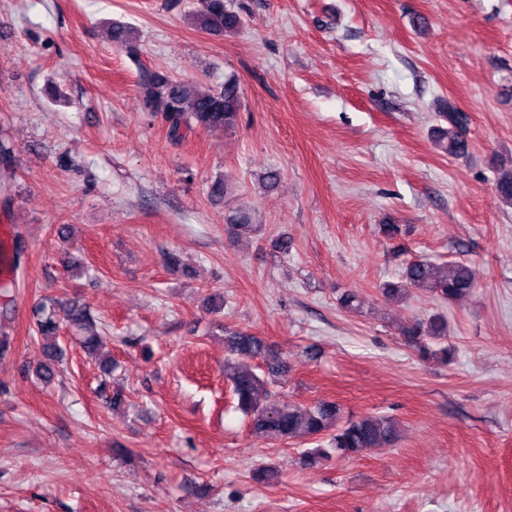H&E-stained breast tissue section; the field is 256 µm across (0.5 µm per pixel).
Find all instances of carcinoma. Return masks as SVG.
Wrapping results in <instances>:
<instances>
[{
  "instance_id": "carcinoma-1",
  "label": "carcinoma",
  "mask_w": 512,
  "mask_h": 512,
  "mask_svg": "<svg viewBox=\"0 0 512 512\" xmlns=\"http://www.w3.org/2000/svg\"><path fill=\"white\" fill-rule=\"evenodd\" d=\"M190 19L196 27L214 35L234 32L241 25L240 16L227 0H199V7L190 14ZM112 42L131 57H137L138 34L134 28L112 25ZM138 94L141 109L161 118L173 141L182 140L196 129H235L242 106L241 88L233 76L225 78L224 86L217 90L192 94L185 83L170 75L143 69ZM442 118L448 127L437 128V145L450 155L465 154L468 142L461 136V129L466 125L467 116L450 106L442 113ZM12 154L9 141L0 137V196L6 200L11 199L15 182ZM496 194L502 203L512 206V171L498 176ZM225 221L238 232L255 230L247 209L229 212ZM475 288L473 272L462 261L450 260L441 267L416 261L405 267L401 281L385 284L382 295L390 301H402L414 289L425 290L448 303H459L471 296ZM338 302L350 313H357L364 306L363 297L353 289L343 291ZM65 316L73 328L83 333L80 338L83 350L95 352L98 337L89 330L86 310L71 306L65 310ZM34 319L41 336L57 335L59 323L55 308L39 307ZM401 334L421 358H437L446 366L453 362L455 348L448 344V321L444 317L415 319L401 329ZM224 345L229 353L224 361V378L230 383L237 409L249 419L254 436L288 442L320 439L322 443L318 447L303 452V457L310 462L334 456L357 457L366 451L392 448L398 442V425L389 417L364 415L345 419L334 402L305 407L275 399L270 385L273 378L287 370L288 361L282 358L267 362L265 370L257 373L251 361L266 358L267 345L262 338L244 331H229L224 336Z\"/></svg>"
}]
</instances>
